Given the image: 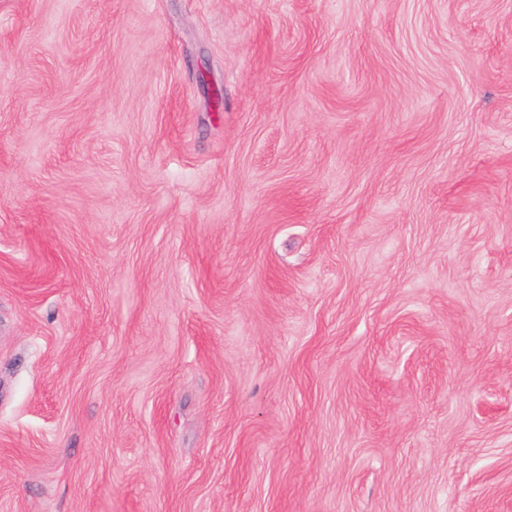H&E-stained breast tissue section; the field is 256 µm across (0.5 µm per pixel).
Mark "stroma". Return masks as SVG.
Here are the masks:
<instances>
[{
    "label": "stroma",
    "mask_w": 512,
    "mask_h": 512,
    "mask_svg": "<svg viewBox=\"0 0 512 512\" xmlns=\"http://www.w3.org/2000/svg\"><path fill=\"white\" fill-rule=\"evenodd\" d=\"M0 512H512V0H0Z\"/></svg>",
    "instance_id": "1"
}]
</instances>
